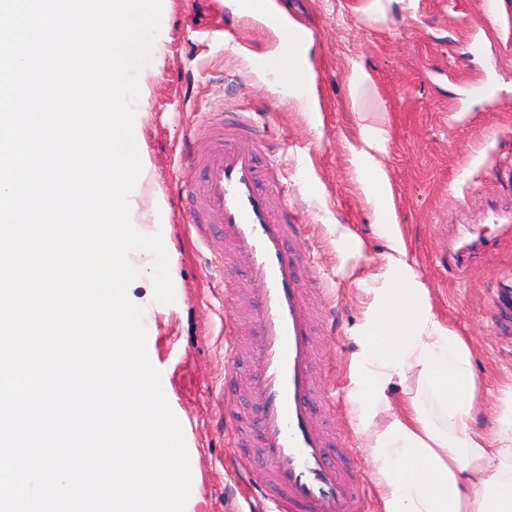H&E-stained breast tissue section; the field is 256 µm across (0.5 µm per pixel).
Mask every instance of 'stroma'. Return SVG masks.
<instances>
[{
  "label": "stroma",
  "mask_w": 512,
  "mask_h": 512,
  "mask_svg": "<svg viewBox=\"0 0 512 512\" xmlns=\"http://www.w3.org/2000/svg\"><path fill=\"white\" fill-rule=\"evenodd\" d=\"M243 2L167 0L158 50L138 76L151 91L137 125L148 170L131 196L144 214L161 191L166 209L159 223L136 229L161 235L174 300L156 302L146 273L128 296L143 309L148 357L183 429L192 477L186 512L245 509L235 491L241 450L224 436L220 394L225 321L239 339L250 336V312L231 295L245 281L223 238L203 243L192 233L186 193L199 176L179 165L184 144L206 148L205 113L252 109L274 138L260 164L307 227L301 282L312 307L327 312L315 382L338 396L327 419L347 434L344 452L360 461L363 483L370 462L348 417L363 298L350 269L375 267L387 253L377 224L399 225L434 313L469 340L485 407L512 379V235L493 222L497 213L512 219V0L486 10L480 0H273L309 32L312 80L291 91L261 66L284 52L274 28ZM359 71L370 80L355 98L350 80ZM484 80L501 89L496 102L469 94ZM368 153L384 182L381 208L366 190ZM340 224L360 239L359 254L345 250ZM468 226L484 227L495 244L449 272L443 256ZM213 253L225 254L223 272L208 264Z\"/></svg>",
  "instance_id": "obj_1"
}]
</instances>
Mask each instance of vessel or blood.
I'll list each match as a JSON object with an SVG mask.
<instances>
[{
	"mask_svg": "<svg viewBox=\"0 0 512 512\" xmlns=\"http://www.w3.org/2000/svg\"><path fill=\"white\" fill-rule=\"evenodd\" d=\"M209 127L207 151L192 160L201 172L192 228L203 240L220 232L244 271L258 359L246 374L247 412L225 434L245 446L239 467L271 512H368L358 466L337 455L343 436L322 412L331 398L313 380L319 330L291 248L301 227L263 183V132L243 112L211 113Z\"/></svg>",
	"mask_w": 512,
	"mask_h": 512,
	"instance_id": "vessel-or-blood-1",
	"label": "vessel or blood"
}]
</instances>
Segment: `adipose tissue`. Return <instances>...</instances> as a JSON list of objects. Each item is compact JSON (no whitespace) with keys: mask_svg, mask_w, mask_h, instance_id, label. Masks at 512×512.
Returning <instances> with one entry per match:
<instances>
[{"mask_svg":"<svg viewBox=\"0 0 512 512\" xmlns=\"http://www.w3.org/2000/svg\"><path fill=\"white\" fill-rule=\"evenodd\" d=\"M378 230L388 251L357 280L349 398L382 512H512V383L486 431L468 340L437 318L398 225Z\"/></svg>","mask_w":512,"mask_h":512,"instance_id":"ef3b65f1","label":"adipose tissue"}]
</instances>
